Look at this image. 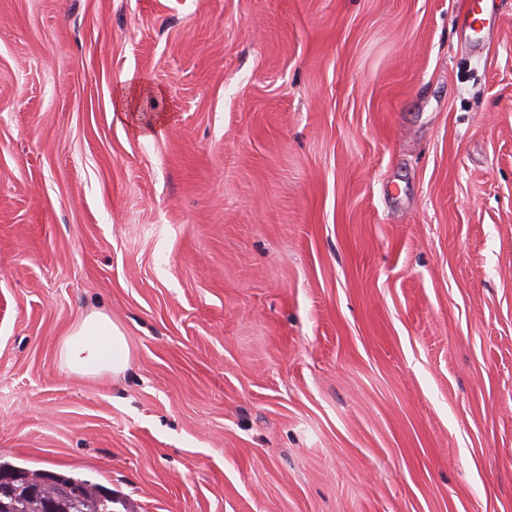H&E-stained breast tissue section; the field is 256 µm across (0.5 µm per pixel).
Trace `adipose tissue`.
<instances>
[{
  "mask_svg": "<svg viewBox=\"0 0 512 512\" xmlns=\"http://www.w3.org/2000/svg\"><path fill=\"white\" fill-rule=\"evenodd\" d=\"M60 357L74 375L119 376L129 367L130 355L122 331L103 313L84 317L60 345Z\"/></svg>",
  "mask_w": 512,
  "mask_h": 512,
  "instance_id": "1",
  "label": "adipose tissue"
}]
</instances>
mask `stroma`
<instances>
[{"mask_svg":"<svg viewBox=\"0 0 512 512\" xmlns=\"http://www.w3.org/2000/svg\"><path fill=\"white\" fill-rule=\"evenodd\" d=\"M463 2L0 0V462L512 512V0L477 55ZM93 312L120 376L61 361Z\"/></svg>","mask_w":512,"mask_h":512,"instance_id":"35a3bbf8","label":"stroma"}]
</instances>
